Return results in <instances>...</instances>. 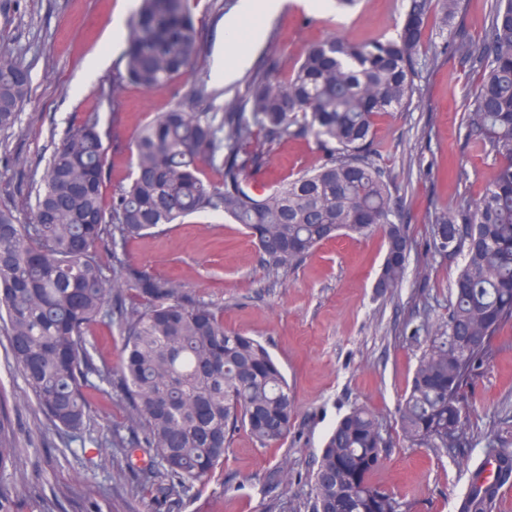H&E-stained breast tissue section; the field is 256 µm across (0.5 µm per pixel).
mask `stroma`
I'll list each match as a JSON object with an SVG mask.
<instances>
[{
  "label": "stroma",
  "mask_w": 512,
  "mask_h": 512,
  "mask_svg": "<svg viewBox=\"0 0 512 512\" xmlns=\"http://www.w3.org/2000/svg\"><path fill=\"white\" fill-rule=\"evenodd\" d=\"M491 0H465L447 35H480ZM122 0H0V34L32 74L31 92L18 129L0 145V200L10 202L28 222L32 175H43L74 118L95 113L100 128L112 129L106 187L118 192L129 182L133 138L158 113L177 101L199 112H220L242 79L225 83L216 73L237 47L248 48L251 68L275 57L280 72L291 71L311 44L338 33L352 41L394 34L402 0H360L345 14L335 0L312 9L290 0L278 15L239 16L224 0H200L194 10L202 46L196 69L207 78L208 95L197 98L194 80L179 79L144 89L120 81L123 52L88 86L80 81L90 58L108 52L107 36ZM260 30L259 41L225 40V23ZM444 35V36H447ZM444 36L429 33L427 48L437 65L418 80L411 102L379 118L377 139L392 199L411 227L413 248L405 282L379 295L375 280L385 255L381 235L339 237L309 253L294 270L269 279L255 240L221 216L190 217L166 231L114 249L103 246L106 276L132 265L176 281L185 297L217 308L226 328L259 339L279 363L297 401L295 425L280 446L263 447L246 432L236 433L222 466L195 484L176 506L157 505L134 485L151 463L148 449H133L137 433L127 420L119 390L91 394L90 419L76 437L48 426L25 381L6 352L0 331V404L9 411L21 448L18 469L0 472V488L14 512H306L315 457L336 421L352 406L380 417L391 437L378 483L410 500L413 512H457L475 470L486 460L485 438L498 434L512 443V326L495 339L493 360L473 384L464 445L442 450L404 441L397 408L409 391L426 347L415 327L441 320L450 302V284L462 256L434 255L429 225L435 209L460 193H483L495 172L494 160L461 125L463 104L477 81L460 59L441 54ZM317 159L313 140L288 142L271 154L252 191L272 187ZM287 479H280V465Z\"/></svg>",
  "instance_id": "obj_1"
}]
</instances>
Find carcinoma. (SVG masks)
I'll use <instances>...</instances> for the list:
<instances>
[{"instance_id":"obj_1","label":"carcinoma","mask_w":512,"mask_h":512,"mask_svg":"<svg viewBox=\"0 0 512 512\" xmlns=\"http://www.w3.org/2000/svg\"><path fill=\"white\" fill-rule=\"evenodd\" d=\"M198 0H142L128 36L120 79L154 88L190 76L202 50L192 9ZM463 0H407L397 33L362 42L332 37L309 47L284 76L276 60L254 72L222 119L178 102L134 142L132 179L112 198L97 115L75 123L34 183L31 223L0 204V325L7 353L55 430L77 432L88 396L120 387L138 446L154 470L137 482L177 500L224 462L244 430L261 446L281 445L294 426L295 395L258 340L224 328L211 304L185 301L171 280L125 267L109 279L100 247L127 245L202 213H221L256 238L272 279L295 269L338 235L382 233L386 254L376 288L391 293L406 278L409 226L377 162L380 117L397 112L431 69L430 30H448ZM442 52L479 75L464 105L466 137L498 161L477 198L461 194L435 211L430 244L464 265L451 287L448 319L425 322L427 348L398 410L413 446L446 448L466 440L473 380L495 355L493 339L512 325V0H493L481 37L446 40ZM32 76L0 48V137L8 138ZM313 138L314 167L255 195L247 178L283 143ZM132 300L112 311V300ZM117 319L125 336L116 366L92 363L88 336ZM96 380L90 379V374ZM379 418L355 406L336 422L315 459L307 512H411L406 499L372 481L387 458ZM512 476V451L487 439ZM19 450L0 409V470Z\"/></svg>"}]
</instances>
